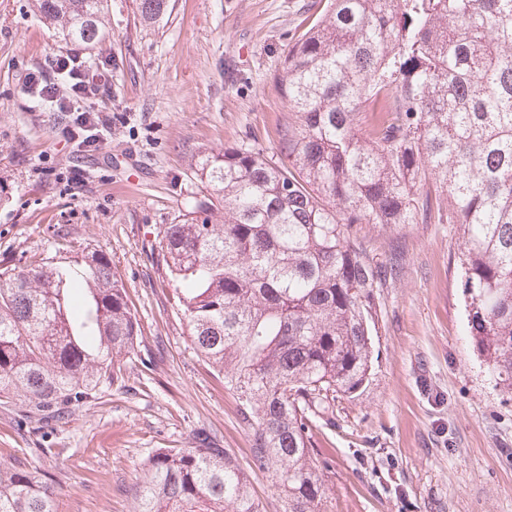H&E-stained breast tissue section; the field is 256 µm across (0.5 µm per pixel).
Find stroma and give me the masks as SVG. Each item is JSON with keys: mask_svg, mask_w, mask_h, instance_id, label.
<instances>
[{"mask_svg": "<svg viewBox=\"0 0 512 512\" xmlns=\"http://www.w3.org/2000/svg\"><path fill=\"white\" fill-rule=\"evenodd\" d=\"M138 3L108 0L104 41L82 47L34 0H0V268L104 254L141 328L122 378L61 421L0 397V464L52 478L58 512H135L141 467L160 448L207 438L249 468L251 429L191 345L159 239L208 195L192 165L198 152L276 153L287 102L274 76L326 6L171 0L148 24ZM71 52L108 65L114 118L92 152L65 143V116L22 92L28 73L54 77L56 56ZM459 237L448 223L368 234L375 253L400 248V271L374 291L368 382L337 399L313 437L329 463V512H512V393L469 334Z\"/></svg>", "mask_w": 512, "mask_h": 512, "instance_id": "obj_1", "label": "stroma"}]
</instances>
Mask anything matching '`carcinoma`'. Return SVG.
<instances>
[{
    "instance_id": "1",
    "label": "carcinoma",
    "mask_w": 512,
    "mask_h": 512,
    "mask_svg": "<svg viewBox=\"0 0 512 512\" xmlns=\"http://www.w3.org/2000/svg\"><path fill=\"white\" fill-rule=\"evenodd\" d=\"M35 2L65 41H101L107 0ZM167 9L139 0L145 21ZM276 82L288 164L256 148L196 156L208 197L160 244L193 349L251 427L252 466L284 512H326L314 430L368 380L373 289L397 266L364 248L370 229L460 225L469 332L512 392V0H329ZM139 333L103 254L0 269V396L46 418L118 379ZM56 498L43 473L0 467V512H56ZM136 499L138 512H260L216 446L158 449Z\"/></svg>"
}]
</instances>
